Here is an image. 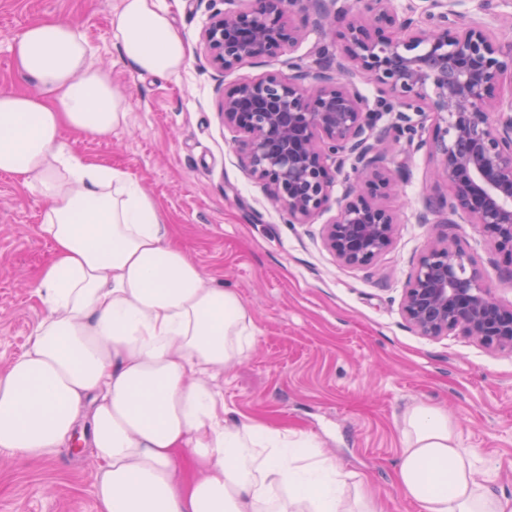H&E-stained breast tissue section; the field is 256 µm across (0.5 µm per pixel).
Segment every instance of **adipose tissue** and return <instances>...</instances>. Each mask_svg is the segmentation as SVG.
I'll return each instance as SVG.
<instances>
[{"label":"adipose tissue","instance_id":"obj_1","mask_svg":"<svg viewBox=\"0 0 512 512\" xmlns=\"http://www.w3.org/2000/svg\"><path fill=\"white\" fill-rule=\"evenodd\" d=\"M111 26L132 72L185 67L161 0H120ZM10 52L30 89L0 91V173L46 201L52 251L36 284L46 315L0 368V452L53 454L86 414L100 512H381L311 435L229 417L218 383L253 345V319L174 241L138 180L73 150L69 134L104 140L129 123L83 35L39 20ZM402 420L403 498L420 512H512L445 410L413 403Z\"/></svg>","mask_w":512,"mask_h":512}]
</instances>
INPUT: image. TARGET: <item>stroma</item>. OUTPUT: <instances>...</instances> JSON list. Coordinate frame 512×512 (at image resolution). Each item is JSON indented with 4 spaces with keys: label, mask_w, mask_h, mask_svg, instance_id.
Listing matches in <instances>:
<instances>
[{
    "label": "stroma",
    "mask_w": 512,
    "mask_h": 512,
    "mask_svg": "<svg viewBox=\"0 0 512 512\" xmlns=\"http://www.w3.org/2000/svg\"><path fill=\"white\" fill-rule=\"evenodd\" d=\"M189 49L178 77L129 71L113 45L110 19L117 0H0V90H22L9 48L31 22L55 19L84 34L95 65L112 73L126 99V129L106 141L72 136L83 157L129 172L164 211L172 232L206 276L234 289L257 329L247 357L227 369L220 387L236 417L261 418L313 435L342 472L368 480L385 512H417L393 484L402 413L411 403L447 410L462 445L512 499V353L450 334L418 336L400 312L407 278L438 229L473 255L503 304L512 280L492 239L466 216L443 225L434 213L420 223L427 198L448 196L434 180L425 151H407L399 195L384 198L396 212L391 248L372 270L341 264L323 245L325 217L288 224L245 172L235 135L218 114L222 91L269 72L288 74L295 59L314 65L330 47L342 79L368 99L366 82L334 41L332 29L309 28L292 57L248 60L219 72L209 64L200 33L224 0H162ZM44 199L0 173V367L27 347L45 316L34 281L48 259L40 231ZM90 452L61 448L42 459L0 467V512H99Z\"/></svg>",
    "instance_id": "stroma-1"
}]
</instances>
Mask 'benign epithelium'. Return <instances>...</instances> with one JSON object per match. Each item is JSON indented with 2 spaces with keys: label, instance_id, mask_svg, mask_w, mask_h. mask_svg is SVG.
Returning a JSON list of instances; mask_svg holds the SVG:
<instances>
[{
  "label": "benign epithelium",
  "instance_id": "benign-epithelium-1",
  "mask_svg": "<svg viewBox=\"0 0 512 512\" xmlns=\"http://www.w3.org/2000/svg\"><path fill=\"white\" fill-rule=\"evenodd\" d=\"M424 20L401 15L392 0H371L368 16L337 0H241L215 12L201 38L223 72L247 59L290 54L311 25L342 23L348 58L381 96L369 105L335 75L327 50L317 66L288 58L292 74L267 73L223 94L224 126L241 161L289 224L326 211L336 174L350 165L356 182L323 225L326 248L346 266L370 270L393 244L395 215L379 199L398 191L402 166L387 156L406 145L435 157L446 199L432 213L465 214L492 238L512 277V41H494L483 25L463 22L465 0H426ZM419 116L414 122L409 113ZM395 118L380 124L386 114ZM438 123L423 137L429 117ZM408 326L428 339L459 332L512 352V305L499 302L475 259L442 234L414 266L401 303Z\"/></svg>",
  "mask_w": 512,
  "mask_h": 512
}]
</instances>
